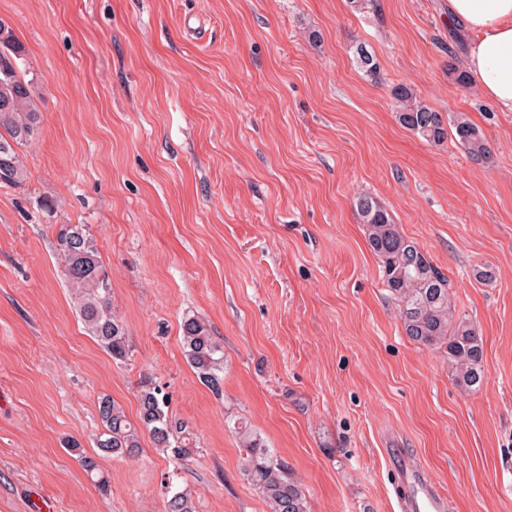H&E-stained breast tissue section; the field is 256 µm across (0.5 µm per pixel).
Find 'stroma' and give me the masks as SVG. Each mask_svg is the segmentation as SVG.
Wrapping results in <instances>:
<instances>
[{
  "instance_id": "obj_1",
  "label": "stroma",
  "mask_w": 512,
  "mask_h": 512,
  "mask_svg": "<svg viewBox=\"0 0 512 512\" xmlns=\"http://www.w3.org/2000/svg\"><path fill=\"white\" fill-rule=\"evenodd\" d=\"M0 19L41 115L26 181L0 185V512H163L168 480L197 512H268L242 425L309 512H398L389 448L448 512H512V112L457 82L447 0H0ZM397 84L469 119L491 160L404 129ZM360 194L448 276L483 340L476 390L405 335ZM59 224L96 238L126 364L74 312ZM193 315L224 346L218 396L183 354ZM147 376L196 446L176 463L145 436L136 457L101 456V493L65 442L96 453L99 398L136 418Z\"/></svg>"
}]
</instances>
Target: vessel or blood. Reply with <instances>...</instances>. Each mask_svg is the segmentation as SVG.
<instances>
[{
  "instance_id": "obj_1",
  "label": "vessel or blood",
  "mask_w": 512,
  "mask_h": 512,
  "mask_svg": "<svg viewBox=\"0 0 512 512\" xmlns=\"http://www.w3.org/2000/svg\"><path fill=\"white\" fill-rule=\"evenodd\" d=\"M390 463L400 491V512H447L448 502L426 470L399 450H392Z\"/></svg>"
}]
</instances>
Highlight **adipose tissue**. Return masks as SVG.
I'll return each instance as SVG.
<instances>
[{"label":"adipose tissue","mask_w":512,"mask_h":512,"mask_svg":"<svg viewBox=\"0 0 512 512\" xmlns=\"http://www.w3.org/2000/svg\"><path fill=\"white\" fill-rule=\"evenodd\" d=\"M448 17L470 34L468 82L499 111L512 112V0H448Z\"/></svg>","instance_id":"1"}]
</instances>
